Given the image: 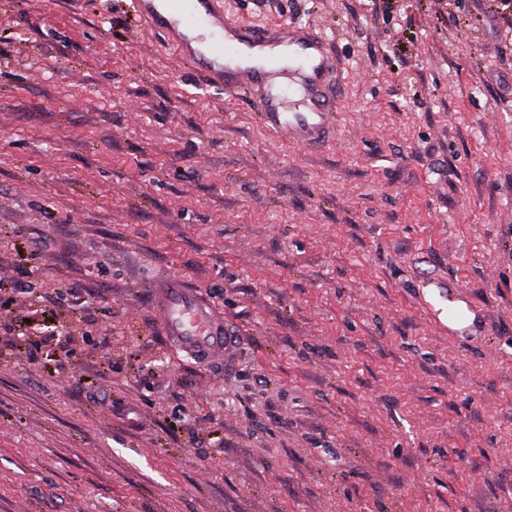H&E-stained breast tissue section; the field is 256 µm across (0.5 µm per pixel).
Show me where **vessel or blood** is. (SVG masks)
<instances>
[{
    "instance_id": "obj_1",
    "label": "vessel or blood",
    "mask_w": 512,
    "mask_h": 512,
    "mask_svg": "<svg viewBox=\"0 0 512 512\" xmlns=\"http://www.w3.org/2000/svg\"><path fill=\"white\" fill-rule=\"evenodd\" d=\"M175 7L178 14L172 17L158 10L156 0H132L133 11L147 30L160 34L191 63L203 84L245 97L263 130L275 140L308 151L335 143L344 72L323 34L303 22L257 25L229 18L224 0H175ZM201 23L213 31L212 40L195 36ZM285 53L296 66L287 83L279 84L274 76ZM250 56L261 57V65H246ZM419 286L447 303L443 311L426 304L433 326L460 338L484 333V309L458 285L430 278ZM154 299L168 343L198 363L228 360L238 349V335L198 290L166 279L156 286Z\"/></svg>"
}]
</instances>
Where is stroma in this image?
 I'll return each instance as SVG.
<instances>
[{
    "mask_svg": "<svg viewBox=\"0 0 512 512\" xmlns=\"http://www.w3.org/2000/svg\"><path fill=\"white\" fill-rule=\"evenodd\" d=\"M224 8L329 39L335 144L270 138L129 0H0V512H512V15ZM163 275L224 367L166 345ZM424 276L485 341L429 327ZM154 289L162 333L172 347L201 364L232 357L239 336L202 293L173 279L161 281ZM418 291L430 290L436 293L442 301H448L445 308L435 309L431 302H425V312L431 316V323L438 329L448 331V335L471 338L481 336L487 325V315L469 293L462 292L457 284L445 285L439 280L430 278L420 281ZM459 303H464L465 307ZM446 310V312H445ZM445 314L440 317V314Z\"/></svg>",
    "mask_w": 512,
    "mask_h": 512,
    "instance_id": "stroma-1",
    "label": "stroma"
}]
</instances>
